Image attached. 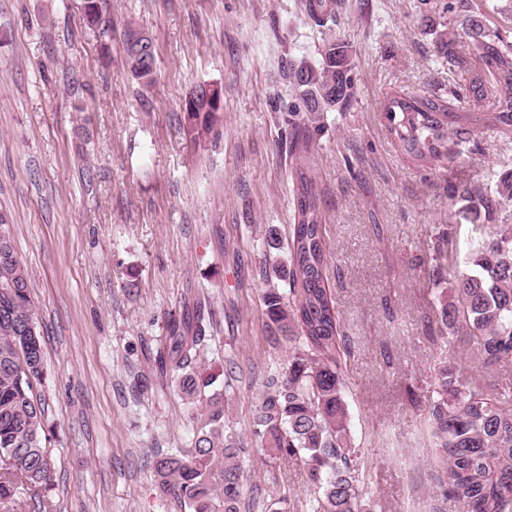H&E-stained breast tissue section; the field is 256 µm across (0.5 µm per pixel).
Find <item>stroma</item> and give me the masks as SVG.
<instances>
[{
  "label": "stroma",
  "instance_id": "obj_1",
  "mask_svg": "<svg viewBox=\"0 0 512 512\" xmlns=\"http://www.w3.org/2000/svg\"><path fill=\"white\" fill-rule=\"evenodd\" d=\"M83 0H0V212L29 272L46 376L54 464L51 512H184L160 494L150 459L187 448L194 422L156 378L169 316L210 300L203 355L226 422L249 434L267 370L288 351L264 314V234L293 221L292 112L286 74L314 59L320 28L304 0H111L112 37L83 19ZM417 0H336L331 32L348 45L356 97L325 113L308 173L330 245L329 288L347 339L351 437L377 512L445 505L423 420L430 365L446 356L470 383L512 385V360L482 366L443 340L428 242L450 225L464 267L473 236L453 224L448 188L490 191L512 169V131L478 126L454 159L403 154L382 104L395 88L446 94L456 77L422 33ZM156 46L157 76L130 74L124 32ZM199 83L221 89L224 121L189 140L179 124ZM241 367L225 379V359ZM247 502L300 512L304 463L244 454Z\"/></svg>",
  "mask_w": 512,
  "mask_h": 512
}]
</instances>
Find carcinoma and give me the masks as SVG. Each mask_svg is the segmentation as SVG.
Returning <instances> with one entry per match:
<instances>
[{
	"label": "carcinoma",
	"mask_w": 512,
	"mask_h": 512,
	"mask_svg": "<svg viewBox=\"0 0 512 512\" xmlns=\"http://www.w3.org/2000/svg\"><path fill=\"white\" fill-rule=\"evenodd\" d=\"M417 2L423 33L433 36L448 68L463 73L464 82L448 87L446 98L393 91L382 105L385 127L414 160H452L472 135L462 121L469 99L484 102L492 125L512 128V40L491 28L484 0ZM304 9L320 28L336 17L334 0H304ZM450 15L466 38L467 56L448 32ZM83 16L100 37L112 36L109 0H83ZM139 36L140 31L128 29L123 48L132 76L149 85L156 55L147 53L142 65L132 64ZM288 83L306 114L305 134L294 142L299 158L294 223L285 234L267 229L268 254L277 258L262 269L263 277L288 284L286 292L273 287L263 294L265 314L288 348V361L268 374L251 433L270 459L304 462L318 488V495L306 501V512H376L352 446L348 352L328 286L329 243L305 162L311 134L324 127L323 113L355 97L347 46L333 35L324 38L317 60L290 65ZM182 110L192 139L223 120V106L204 92L185 99ZM453 199L456 218L472 225L478 236L449 289L441 287L452 245L449 232L442 229L430 239L439 328L468 338L471 355L484 366L512 360V224L489 223L502 203L512 202V171L502 173L489 194L462 184L453 189ZM204 340L201 322L170 318L160 378L176 374L174 382L191 406L196 430L189 448L155 455L152 469L160 492L186 512H241L244 442L225 425L223 394H205L208 384L199 379ZM430 373L436 394L427 418L436 457L433 484L463 512H512V389L469 386L445 356L434 361ZM44 375L28 272L16 252L11 222L0 213V512H15L16 491L43 493L51 482L46 411L34 397Z\"/></svg>",
	"instance_id": "cac0c4a2"
}]
</instances>
